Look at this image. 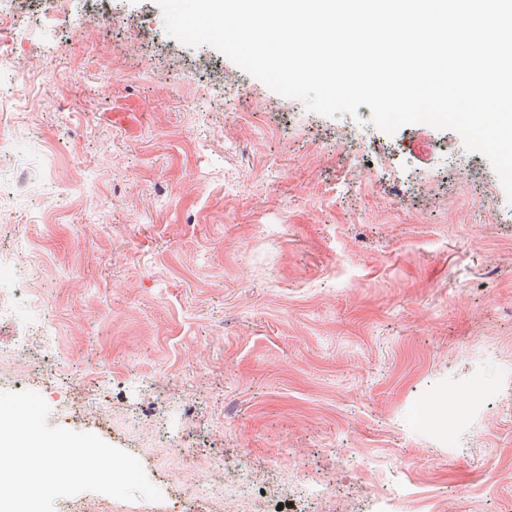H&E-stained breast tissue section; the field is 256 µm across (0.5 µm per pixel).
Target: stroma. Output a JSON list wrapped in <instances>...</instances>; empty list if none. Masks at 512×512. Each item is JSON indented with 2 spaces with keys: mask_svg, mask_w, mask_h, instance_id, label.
Segmentation results:
<instances>
[{
  "mask_svg": "<svg viewBox=\"0 0 512 512\" xmlns=\"http://www.w3.org/2000/svg\"><path fill=\"white\" fill-rule=\"evenodd\" d=\"M0 58L28 87L0 254L32 269L0 270L26 348L0 391L162 493L55 512H512V200L483 155L310 111L156 0H16Z\"/></svg>",
  "mask_w": 512,
  "mask_h": 512,
  "instance_id": "35a3bbf8",
  "label": "stroma"
}]
</instances>
